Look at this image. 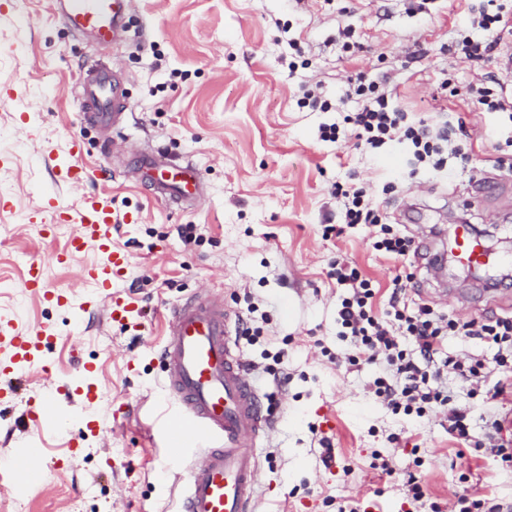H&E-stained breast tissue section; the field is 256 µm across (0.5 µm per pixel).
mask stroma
Listing matches in <instances>:
<instances>
[{
	"label": "stroma",
	"mask_w": 512,
	"mask_h": 512,
	"mask_svg": "<svg viewBox=\"0 0 512 512\" xmlns=\"http://www.w3.org/2000/svg\"><path fill=\"white\" fill-rule=\"evenodd\" d=\"M463 21L460 0H434L422 13L410 12L408 0H137L129 17L136 39L104 53L66 28L50 0H10L0 9V89L15 91L0 102V315L29 326L46 322L60 333L55 371L25 374L16 407L0 411V462L24 442L47 453L42 485L28 497L0 484V512H178L186 472L149 438L163 379V316L207 289L260 329L255 340H237L243 362L257 365L250 377L273 419L259 450L255 512H336L351 499L360 512H411L403 482L416 470L442 512L466 490L512 498V470L462 447L440 411L393 414L369 392L376 366L331 360L342 346L333 262L355 263L375 281L380 306L401 271L373 249L366 226L325 236L336 221L338 182L375 192L402 231L440 256L437 273L416 261L413 298L461 319L512 312V289L491 287L501 267L473 276L450 255L460 221L494 252L512 247V174L493 169L496 124L440 87L448 78L462 89L472 78L469 64L447 50ZM342 27L353 31L354 52L336 41ZM100 58L132 101L124 146L148 142L194 162L208 186L202 207L150 199L120 175L117 161L101 156L102 133L80 122L75 95L82 67ZM404 66L412 76L398 94L415 118L434 120L443 103L468 112L472 163L493 174L491 189L474 192L468 169L458 168L445 182L413 190L395 180L408 162L401 147L372 156L350 141L320 140L322 124L356 108L338 100L347 77ZM309 89L337 101V109L299 106ZM75 137L90 169L80 186L55 177ZM390 181L394 190L383 192ZM48 191L74 210L86 194L103 191L119 213L137 214L114 244L129 256L118 286L140 298L142 326L108 325L101 309L78 319L24 290L28 260L62 249L75 231L66 224L52 240L38 235ZM86 362L99 369L96 402L69 408L51 433L18 426L24 410L78 377ZM89 417L97 422L91 430ZM77 437L84 453L56 468L53 457ZM326 440L335 455L328 468L320 460ZM460 450L472 467L466 481L456 464ZM377 452L390 457L393 477L372 469Z\"/></svg>",
	"instance_id": "35a3bbf8"
}]
</instances>
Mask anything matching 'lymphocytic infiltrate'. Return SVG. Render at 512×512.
Masks as SVG:
<instances>
[{"instance_id":"lymphocytic-infiltrate-1","label":"lymphocytic infiltrate","mask_w":512,"mask_h":512,"mask_svg":"<svg viewBox=\"0 0 512 512\" xmlns=\"http://www.w3.org/2000/svg\"><path fill=\"white\" fill-rule=\"evenodd\" d=\"M463 12L465 22L449 50L476 68V81L466 89L468 104L472 111L496 115L506 132L504 144L511 148L512 91L502 73L512 68V50L504 42L505 35L512 33V5L507 0H480L476 5L466 0ZM398 84V76L387 73L375 79L348 78L345 95L359 100L360 107L345 115L342 124L322 125L321 140L341 142L340 127L345 124L364 150L376 153L395 143L404 146L414 172L447 177L452 159L472 148L465 118L451 112L433 124L413 120L398 102ZM333 193L338 203L337 226L375 228V250L414 265L420 255L419 240L395 231L367 189L338 183ZM330 276L341 289L336 305L338 335L350 343L349 348L337 351L336 361L380 366L381 374L370 385L378 402L393 413L419 417L440 408L449 435L469 443L468 412L455 403L448 379L458 378L470 398L482 395L495 401L512 390V314L460 321L434 305L410 300L398 277L379 311L374 306L377 288L356 267L336 262ZM454 335L472 337L495 349L496 368L487 367L471 352L446 354L444 345ZM483 437L486 454L503 468L512 469V419L490 416Z\"/></svg>"}]
</instances>
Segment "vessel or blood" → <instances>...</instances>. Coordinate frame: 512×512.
<instances>
[{
    "instance_id": "1",
    "label": "vessel or blood",
    "mask_w": 512,
    "mask_h": 512,
    "mask_svg": "<svg viewBox=\"0 0 512 512\" xmlns=\"http://www.w3.org/2000/svg\"><path fill=\"white\" fill-rule=\"evenodd\" d=\"M135 0H52L55 15L73 33L89 38L100 49L128 42L127 19ZM81 121L116 130L130 109V98L109 75L105 63L85 65L80 81ZM79 139L70 143L71 160L58 171L60 180L83 185L89 172L81 161ZM128 178L147 184L153 196L177 208H197L207 193V183L199 168L155 147L130 151L123 162ZM48 218L39 230L50 239L57 224L77 225L78 231L63 249L49 260L70 265L86 250H95L97 262L80 270L92 295L75 302L71 293L51 287L43 277L45 260L30 259L23 286L30 297L44 305L78 306L93 310L106 302V318L115 325H127L139 316V299L133 291L118 292L128 257L114 245L119 223H134L132 214L120 215L111 198L103 193L84 196L78 210L64 212L50 206ZM458 261L481 267L480 244L467 225H458L452 248ZM167 338L161 349L164 364L163 389L175 407L165 414L161 439L170 459L185 463L187 477L181 512H254L260 456L258 444L272 425L264 410L263 397L248 379L234 346L238 323L220 295L201 292L172 307L166 321ZM55 340L52 326L34 329L14 319L0 317V406L13 403L18 395L15 379L22 370L49 372V347ZM98 387L85 380L71 381L54 394L43 397L35 408L26 410V423L45 431L55 429L63 400L93 402ZM42 457L39 445L13 449L8 477L16 494L25 495L38 482L35 467Z\"/></svg>"
}]
</instances>
